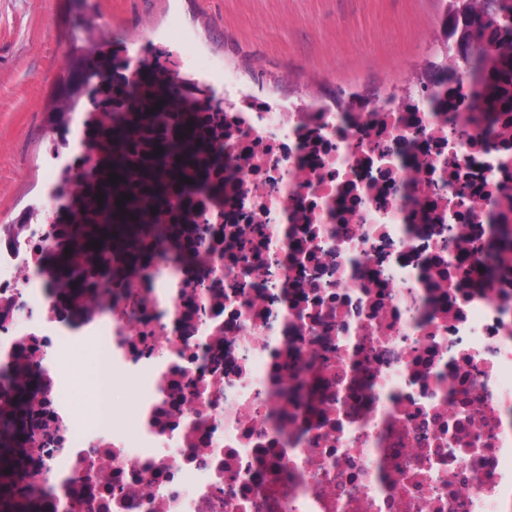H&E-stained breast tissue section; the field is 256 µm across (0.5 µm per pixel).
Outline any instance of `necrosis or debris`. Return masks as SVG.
Returning a JSON list of instances; mask_svg holds the SVG:
<instances>
[{"instance_id": "necrosis-or-debris-1", "label": "necrosis or debris", "mask_w": 512, "mask_h": 512, "mask_svg": "<svg viewBox=\"0 0 512 512\" xmlns=\"http://www.w3.org/2000/svg\"><path fill=\"white\" fill-rule=\"evenodd\" d=\"M198 122L220 199L52 282L57 189L0 226V410L36 512H512V111L467 65L399 95L277 103L225 73ZM101 352L76 421L60 366ZM145 421L108 429L117 385Z\"/></svg>"}]
</instances>
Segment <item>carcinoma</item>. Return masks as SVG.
<instances>
[{"mask_svg": "<svg viewBox=\"0 0 512 512\" xmlns=\"http://www.w3.org/2000/svg\"><path fill=\"white\" fill-rule=\"evenodd\" d=\"M482 0H448L445 17L453 19L452 30L444 31L446 51L435 69L448 72V61H467L482 54L477 43L480 36H472L469 18ZM512 4L491 13L488 29H512ZM493 44L503 45L492 55L495 91L491 101L502 111H512V40L489 38ZM116 55L67 60L70 68L79 70L83 63L92 74L74 80L65 98L56 101L49 113L54 129L68 123L70 112L85 93L93 109L103 105L111 112L110 124L97 129L88 150L95 155L84 192L72 218L70 253L53 259L56 278L70 287L76 286L73 259L100 263L112 256V248L123 250L134 261L138 253V239L146 229L159 242L167 234L158 232L161 211L168 208L174 196L185 197L197 187H205L212 194L223 192L221 185L208 180L211 167L223 163V154L214 148L208 135L195 123L193 113L198 108L180 95L184 80L175 71H166L155 65L149 70L143 88L125 90L112 81V67ZM96 84L87 87L92 78ZM118 181L111 182L110 174ZM131 199L120 201L122 195ZM112 197V209L99 203V196ZM101 247H91V242ZM18 469L13 448L0 442V474ZM30 503L13 496V484L0 482V509L3 512H28Z\"/></svg>", "mask_w": 512, "mask_h": 512, "instance_id": "1", "label": "carcinoma"}]
</instances>
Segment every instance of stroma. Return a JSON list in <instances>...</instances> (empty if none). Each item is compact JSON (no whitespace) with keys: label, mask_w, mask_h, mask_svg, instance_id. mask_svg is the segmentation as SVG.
<instances>
[{"label":"stroma","mask_w":512,"mask_h":512,"mask_svg":"<svg viewBox=\"0 0 512 512\" xmlns=\"http://www.w3.org/2000/svg\"><path fill=\"white\" fill-rule=\"evenodd\" d=\"M139 54L222 61L243 89L287 101L306 91H387L436 48L441 0H0V224L48 193L47 114L85 50L84 19Z\"/></svg>","instance_id":"1"}]
</instances>
